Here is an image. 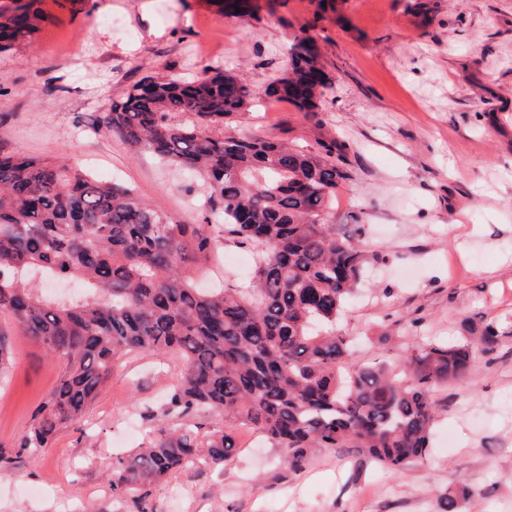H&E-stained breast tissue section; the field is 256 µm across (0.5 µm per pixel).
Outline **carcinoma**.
<instances>
[{
  "label": "carcinoma",
  "instance_id": "1",
  "mask_svg": "<svg viewBox=\"0 0 512 512\" xmlns=\"http://www.w3.org/2000/svg\"><path fill=\"white\" fill-rule=\"evenodd\" d=\"M39 2L0 0V49L32 41L50 18ZM312 38L305 27L294 34L288 73L265 90L307 113L318 108L312 79L328 88L321 58L303 53ZM253 99L242 76L212 69L191 82L148 78L97 117L135 152L199 174L210 206L199 224L0 146V314L62 364L24 435L0 443V464L37 458L81 419L114 366L142 352L177 361L161 414L181 427L112 462L118 496L143 495L189 465H224L238 427L280 449L294 471L313 448H356L393 471L425 458L437 416L431 388L464 381L504 335L489 322L456 342L418 336L391 362L355 358L356 337L336 322L371 255L333 224L336 187L348 179L341 146L305 150L227 131ZM222 234L254 252L253 280L201 288L190 266L209 260ZM32 270L79 282L80 295L45 296ZM200 411L224 417V429L200 433ZM472 497L466 483L450 487L438 512H459Z\"/></svg>",
  "mask_w": 512,
  "mask_h": 512
}]
</instances>
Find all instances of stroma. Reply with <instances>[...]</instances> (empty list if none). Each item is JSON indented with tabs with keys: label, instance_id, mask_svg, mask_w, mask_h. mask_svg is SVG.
<instances>
[{
	"label": "stroma",
	"instance_id": "obj_1",
	"mask_svg": "<svg viewBox=\"0 0 512 512\" xmlns=\"http://www.w3.org/2000/svg\"><path fill=\"white\" fill-rule=\"evenodd\" d=\"M225 16L216 0H65L31 43L0 52V145L63 161L129 187L186 224L202 220L194 175L133 153L96 117L133 84L204 69L244 75L256 92L284 75L288 45L315 26L332 79L316 114L262 103L236 133L305 148L343 144L347 180L334 221L379 254L337 327L366 335L358 354L390 359L411 336L457 340L465 321L507 336L460 385L433 388L439 409L424 462L393 472L342 449L316 448L300 472L239 429L237 456L152 484L144 502L113 495L115 458L157 436L177 366L126 356L83 419L50 448L0 468V512H437L449 483L476 490L462 512H512V0H252ZM120 14L124 26L108 25ZM220 241L198 284H237L251 268L225 263ZM420 326H413V319ZM0 381V442L22 437L55 385L59 364L20 332Z\"/></svg>",
	"mask_w": 512,
	"mask_h": 512
}]
</instances>
